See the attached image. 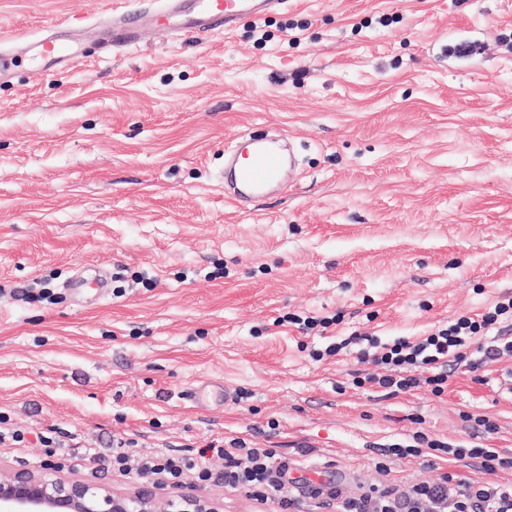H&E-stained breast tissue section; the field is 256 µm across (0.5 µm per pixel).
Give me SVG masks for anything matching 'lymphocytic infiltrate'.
<instances>
[{"label":"lymphocytic infiltrate","mask_w":512,"mask_h":512,"mask_svg":"<svg viewBox=\"0 0 512 512\" xmlns=\"http://www.w3.org/2000/svg\"><path fill=\"white\" fill-rule=\"evenodd\" d=\"M512 318V299L497 303L480 320L460 317L447 328L438 330L418 342L401 338L383 352L361 351L360 363L387 365L393 373L378 378L380 387L392 393L406 392L420 385L430 387L433 395H442L450 367L462 365L477 371L497 359L501 351L512 352V339L474 344L479 332H492L503 319ZM436 440L428 441L426 450L410 445L395 447L394 455L426 454L428 466H435V454L449 452ZM456 459L470 458L481 471L511 469L512 458L501 457L494 448H457ZM224 483L244 489L259 503H278L288 512L294 501L288 490L290 461L272 448H242L239 453L224 452ZM112 465L121 475L131 472L151 473L170 485H180L186 472H195L202 481L211 477L205 458L152 455L131 458L125 451L116 452ZM320 496L333 503L336 512H512V482L482 484L472 478L441 473L433 482H417L402 489L395 485L372 487L357 495H347L336 487L320 489Z\"/></svg>","instance_id":"lymphocytic-infiltrate-1"}]
</instances>
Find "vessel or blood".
Returning a JSON list of instances; mask_svg holds the SVG:
<instances>
[{"mask_svg":"<svg viewBox=\"0 0 512 512\" xmlns=\"http://www.w3.org/2000/svg\"><path fill=\"white\" fill-rule=\"evenodd\" d=\"M287 0H132L122 10L100 17L85 29L53 27L39 36L0 31V80L17 59L14 50L32 58H47L54 63L74 66L81 58L76 42L81 35L99 38L106 47L135 49L158 30L174 38H208L232 31L244 18H261L280 11ZM286 159L276 140L242 138L230 167L231 189L235 199L260 198L272 184L281 181Z\"/></svg>","mask_w":512,"mask_h":512,"instance_id":"b4317fda","label":"vessel or blood"}]
</instances>
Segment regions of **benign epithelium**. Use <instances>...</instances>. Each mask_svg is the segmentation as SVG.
Returning a JSON list of instances; mask_svg holds the SVG:
<instances>
[{
    "label": "benign epithelium",
    "mask_w": 512,
    "mask_h": 512,
    "mask_svg": "<svg viewBox=\"0 0 512 512\" xmlns=\"http://www.w3.org/2000/svg\"><path fill=\"white\" fill-rule=\"evenodd\" d=\"M46 462L0 474V512H222L221 503L194 493L162 502L155 487L140 483L130 494L83 479L64 480Z\"/></svg>",
    "instance_id": "1"
}]
</instances>
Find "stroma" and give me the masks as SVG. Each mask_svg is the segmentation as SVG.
Returning <instances> with one entry per match:
<instances>
[{
  "label": "stroma",
  "mask_w": 512,
  "mask_h": 512,
  "mask_svg": "<svg viewBox=\"0 0 512 512\" xmlns=\"http://www.w3.org/2000/svg\"><path fill=\"white\" fill-rule=\"evenodd\" d=\"M120 3L0 0V28ZM82 53L0 83V417L25 433L0 466L49 460L120 494L138 480L113 471L117 446L196 458L238 438L356 493L437 479L391 453L418 432L512 450V356L458 367L438 397L350 377L368 338L512 298V0H288L202 42ZM269 128L298 178L235 206L224 149ZM79 269L110 273L106 294L69 289ZM210 467L183 490L276 512Z\"/></svg>",
  "instance_id": "stroma-1"
}]
</instances>
